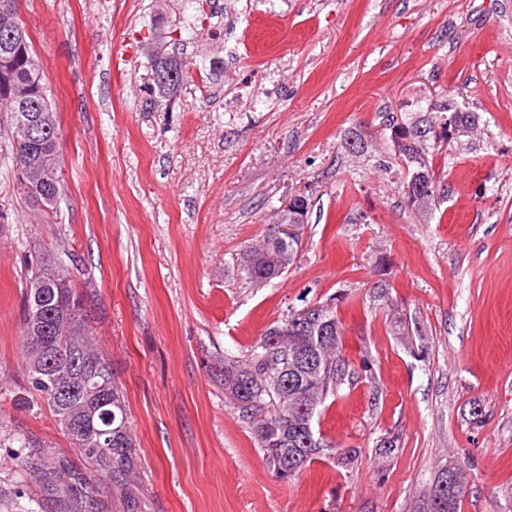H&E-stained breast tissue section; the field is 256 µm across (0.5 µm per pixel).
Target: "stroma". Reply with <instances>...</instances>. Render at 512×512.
<instances>
[{"label": "stroma", "mask_w": 512, "mask_h": 512, "mask_svg": "<svg viewBox=\"0 0 512 512\" xmlns=\"http://www.w3.org/2000/svg\"><path fill=\"white\" fill-rule=\"evenodd\" d=\"M211 5L174 48L204 73L163 98L146 46L183 30V0H22L58 114L62 192L54 208L32 206L0 134V512H58L5 443L29 436L26 455L48 446L81 464L31 395L21 310L33 242L91 295L143 512H417L436 471L463 463L462 512H512V0ZM444 107L478 123L441 149ZM389 112L430 130L423 158L442 187L431 212L402 192ZM297 194L312 203L298 260L254 285L237 257ZM381 280L410 335L375 309ZM329 300L345 354L374 361L320 416L324 439L358 456L284 481L218 362L245 359L288 309ZM384 436L398 439L388 458Z\"/></svg>", "instance_id": "1"}]
</instances>
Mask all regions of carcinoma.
Instances as JSON below:
<instances>
[{
  "mask_svg": "<svg viewBox=\"0 0 512 512\" xmlns=\"http://www.w3.org/2000/svg\"><path fill=\"white\" fill-rule=\"evenodd\" d=\"M10 63L0 66V109L7 113L12 128V155L30 151L38 163L37 175L27 178L33 184L58 183L57 112L53 111L43 83L40 65L31 42L10 44ZM44 105L48 130L38 137L26 140L20 125L26 123L32 103ZM472 112H453L442 123L448 129L452 123L459 129L475 126ZM395 136L398 155L418 161L416 170L403 181L404 194L409 204L419 211H430L437 195L436 175L431 165L420 160L418 144L423 131L389 123ZM420 183L423 193L417 195L409 187ZM311 210L308 196L299 194L290 199L281 210L286 224H306ZM275 228L239 253V266L256 285H265L287 273L298 257L299 240L288 246L278 244ZM23 292L24 340L29 355L30 384L35 395L47 403L56 422L73 441L83 457L85 471L75 469L69 461L55 453H47L36 461L21 460L30 474L59 494V512H111L112 493L122 498L126 512H138V466L133 453V438L127 426L123 392L119 389L112 365L99 353L92 332L84 317L82 294L70 287L63 288V297L46 292L36 300L33 294L39 279L52 281L66 278L64 268H53L40 261L39 249L30 251L25 267ZM321 311L311 332L297 331L290 309L283 318L272 324L253 346L248 358H224L220 377L224 388L237 393L239 413L248 425L257 447L263 451L266 465L282 480H290L311 462L324 455L339 465H348L354 451L338 449L331 443H317L318 435H310L306 424L320 417L321 407L329 395L338 393L345 382L361 373H372L373 364L368 355H361L354 363L343 353L342 325L336 309L327 304L317 305ZM327 331L320 341L319 367L287 365L280 378L272 376L268 353L287 355L310 346L318 333ZM54 337L63 354L54 368H34L37 346L43 337ZM63 388L73 390L65 402L57 400ZM100 428H112V441L98 438L90 423ZM465 491L448 486L443 501L438 502L427 493L420 512H462Z\"/></svg>",
  "mask_w": 512,
  "mask_h": 512,
  "instance_id": "cac0c4a2",
  "label": "carcinoma"
}]
</instances>
